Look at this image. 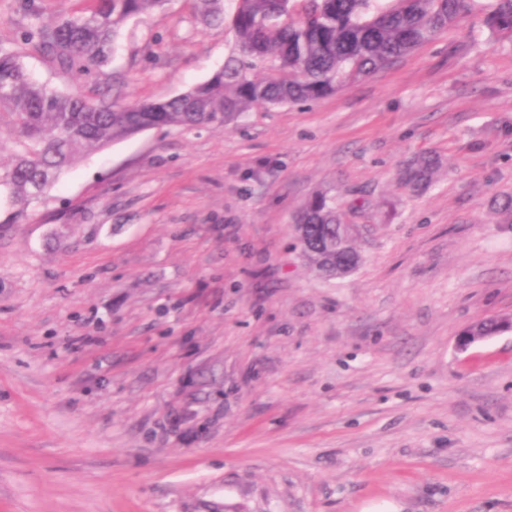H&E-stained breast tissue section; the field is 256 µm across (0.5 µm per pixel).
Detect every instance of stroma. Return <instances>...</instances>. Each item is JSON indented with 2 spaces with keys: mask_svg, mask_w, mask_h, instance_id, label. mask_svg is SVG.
<instances>
[{
  "mask_svg": "<svg viewBox=\"0 0 512 512\" xmlns=\"http://www.w3.org/2000/svg\"><path fill=\"white\" fill-rule=\"evenodd\" d=\"M0 0L38 80L162 101L233 34L191 0L101 72L27 49L78 0ZM436 160L429 183L400 179ZM333 199L326 278L293 217ZM512 42L470 20L317 100L153 128L0 233V512H512ZM471 331L478 336H471L468 332L461 334L457 340V348L464 352L474 343L490 339L497 335V319L489 317L471 328Z\"/></svg>",
  "mask_w": 512,
  "mask_h": 512,
  "instance_id": "stroma-1",
  "label": "stroma"
}]
</instances>
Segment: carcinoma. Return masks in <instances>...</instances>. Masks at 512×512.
<instances>
[{
  "instance_id": "obj_1",
  "label": "carcinoma",
  "mask_w": 512,
  "mask_h": 512,
  "mask_svg": "<svg viewBox=\"0 0 512 512\" xmlns=\"http://www.w3.org/2000/svg\"><path fill=\"white\" fill-rule=\"evenodd\" d=\"M72 15L32 29L26 43L64 74L88 73L112 64L124 24L162 14L171 0H87ZM205 26L224 25L235 43L206 81L157 102L118 103L62 92L34 80L21 54L0 46V133L10 135V162L0 163V199L16 224L87 155L130 139L148 127L222 125L254 106L323 98L348 81L371 76L432 40L472 11L474 0H193ZM482 24L512 35V0H494ZM423 157L407 167L404 181L417 186L432 171ZM307 258L318 274L336 276V263L360 262L349 240L339 252L336 205L325 194L302 207Z\"/></svg>"
}]
</instances>
